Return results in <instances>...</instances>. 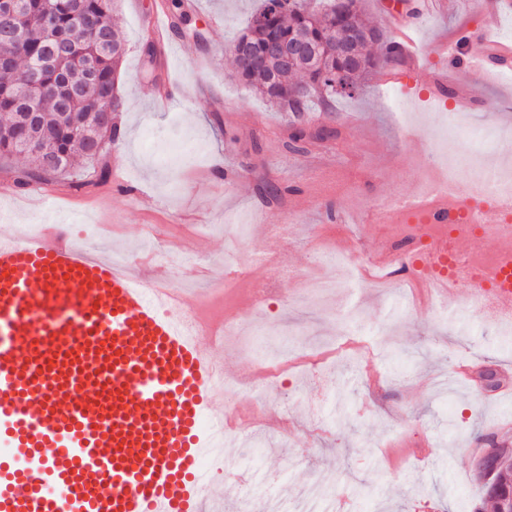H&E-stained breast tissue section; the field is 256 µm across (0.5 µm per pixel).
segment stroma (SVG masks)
<instances>
[{
  "label": "stroma",
  "mask_w": 512,
  "mask_h": 512,
  "mask_svg": "<svg viewBox=\"0 0 512 512\" xmlns=\"http://www.w3.org/2000/svg\"><path fill=\"white\" fill-rule=\"evenodd\" d=\"M202 13L172 0H117L113 20L126 55L116 92L123 106L113 124L124 129L100 162L106 181L89 169L21 189L14 178L26 159L0 162V211L10 216L1 236L25 235L28 225L54 219L66 237L111 257L136 254L132 267L147 279L180 283L220 279L224 255L238 247L249 260L278 259L290 279L266 281L262 266L225 294L199 286L188 306L220 322L233 317L258 339L226 337L216 351L224 362V399L235 417L224 424L227 473L238 474L256 498L280 496L282 512H296L297 490L330 484L341 512H487L476 460L489 440L512 445V333L457 297L433 309L425 289H384L363 278L346 279L345 267L321 263L319 254L358 253L372 259L396 242L395 224L362 217L396 197L415 193L416 175L442 155L464 156L465 133L495 132L512 109V88L477 72L458 80L481 87L474 112L437 106L424 81L385 87L368 80L359 95L339 98L329 112L293 115L251 92L232 73L226 42L242 29L260 0H200ZM184 17L159 41L154 13ZM512 36V13L481 8L479 0H444L416 31L425 49L462 28ZM180 90V107L162 97ZM337 128L338 137L288 151L294 126ZM328 177L313 189L312 168ZM280 187L269 201L264 183ZM53 196L46 216L40 196ZM345 212L350 223L331 220ZM284 215L277 230L268 219ZM156 224L169 262L140 256L143 227ZM335 278L338 289L289 306L305 278ZM265 289L255 307L252 286ZM360 312V333L350 336L346 309ZM277 354L283 376L260 395L240 394L260 370L257 355ZM290 409L282 419L281 406Z\"/></svg>",
  "instance_id": "35a3bbf8"
}]
</instances>
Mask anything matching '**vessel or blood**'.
I'll use <instances>...</instances> for the list:
<instances>
[{"label": "vessel or blood", "instance_id": "vessel-or-blood-1", "mask_svg": "<svg viewBox=\"0 0 512 512\" xmlns=\"http://www.w3.org/2000/svg\"><path fill=\"white\" fill-rule=\"evenodd\" d=\"M398 66L381 83L427 74L434 104L474 111L478 89L449 72L512 74V40L486 32L442 44L425 67L413 24L393 23ZM411 209L447 223L464 207L473 224L512 217V194L462 205L415 197ZM506 274L476 294L512 316ZM164 296L131 271L41 233L0 238V512H202L211 467L224 458L218 361Z\"/></svg>", "mask_w": 512, "mask_h": 512}]
</instances>
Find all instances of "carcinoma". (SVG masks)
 <instances>
[{"label":"carcinoma","instance_id":"carcinoma-1","mask_svg":"<svg viewBox=\"0 0 512 512\" xmlns=\"http://www.w3.org/2000/svg\"><path fill=\"white\" fill-rule=\"evenodd\" d=\"M115 0H23L27 14L24 38L9 47L15 57L10 70H0V159L23 155L31 166L18 174L22 187L45 175L65 172L78 158L95 161L92 142L115 136L112 122L102 116L95 100L76 95L69 99L68 113L58 111L62 95L59 77L77 80L85 66L93 67L98 84L115 88L116 74L125 54V41L112 25ZM49 10L56 15L58 35L68 51L50 61L44 56V35L39 15ZM383 34L367 22L359 0H326L319 10L310 0H263L247 26L228 40L235 77L250 90L266 98L283 112L330 110L338 97H352L376 70L392 63L390 51L374 56L368 47L382 41ZM273 42L306 45L304 55L283 60L267 54ZM249 47L250 59L232 53V47ZM44 72L42 89L31 91L24 81L34 67ZM27 97L31 107L42 113L38 130L39 150H27L13 138L18 97ZM54 156L57 167L46 166ZM485 495L499 509V501L512 490L508 476L484 483Z\"/></svg>","mask_w":512,"mask_h":512}]
</instances>
